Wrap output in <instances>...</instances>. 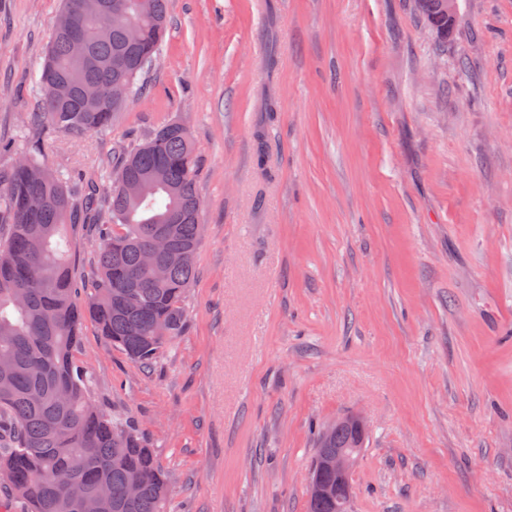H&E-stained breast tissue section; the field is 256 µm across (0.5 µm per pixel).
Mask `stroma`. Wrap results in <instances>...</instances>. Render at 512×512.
I'll list each match as a JSON object with an SVG mask.
<instances>
[{
    "label": "stroma",
    "instance_id": "35a3bbf8",
    "mask_svg": "<svg viewBox=\"0 0 512 512\" xmlns=\"http://www.w3.org/2000/svg\"><path fill=\"white\" fill-rule=\"evenodd\" d=\"M60 0H0V170L74 196L179 122L204 232L186 329L148 367L74 353L167 474L171 512H307L319 427L362 414L349 512H512V0H169L103 130L27 124ZM442 9L439 6V0H417L416 4L421 11L426 22L442 37H448L454 18L449 17L455 12L457 0H441Z\"/></svg>",
    "mask_w": 512,
    "mask_h": 512
}]
</instances>
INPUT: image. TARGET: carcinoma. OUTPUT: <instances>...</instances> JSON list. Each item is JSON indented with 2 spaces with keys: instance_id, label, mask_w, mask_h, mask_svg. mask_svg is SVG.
Instances as JSON below:
<instances>
[{
  "instance_id": "obj_1",
  "label": "carcinoma",
  "mask_w": 512,
  "mask_h": 512,
  "mask_svg": "<svg viewBox=\"0 0 512 512\" xmlns=\"http://www.w3.org/2000/svg\"><path fill=\"white\" fill-rule=\"evenodd\" d=\"M426 22L448 37L453 18L439 0H416ZM167 0H64L40 76L41 111L30 121H49L75 133L109 126L122 106L112 103V84L132 94L158 55L166 31ZM140 28V43L126 41L125 27ZM81 33L84 50L72 48ZM57 78L65 97L49 90ZM197 147L181 124L157 129L133 150L112 158L106 210L99 189L86 188L73 204L66 182L45 167L36 145L0 173V489L24 500L29 512H81L83 498L103 485L111 490L99 512H168L170 487L152 449L136 430L104 414L94 403L91 377L74 359L82 326L129 358L151 364L186 325L184 298L194 282L202 240L196 190ZM99 226L95 278L78 286L71 266L68 228ZM168 238L157 279L143 263L156 233ZM353 428L319 433L317 448H348ZM141 483L137 498L128 481ZM334 496L309 499V512H349Z\"/></svg>"
}]
</instances>
